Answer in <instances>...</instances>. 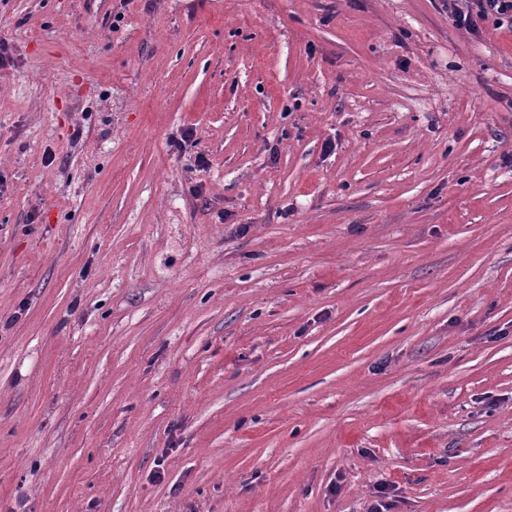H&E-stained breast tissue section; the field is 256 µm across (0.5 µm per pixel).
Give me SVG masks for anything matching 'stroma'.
Listing matches in <instances>:
<instances>
[{
    "instance_id": "stroma-1",
    "label": "stroma",
    "mask_w": 512,
    "mask_h": 512,
    "mask_svg": "<svg viewBox=\"0 0 512 512\" xmlns=\"http://www.w3.org/2000/svg\"><path fill=\"white\" fill-rule=\"evenodd\" d=\"M448 9L0 0V512H512V31Z\"/></svg>"
}]
</instances>
